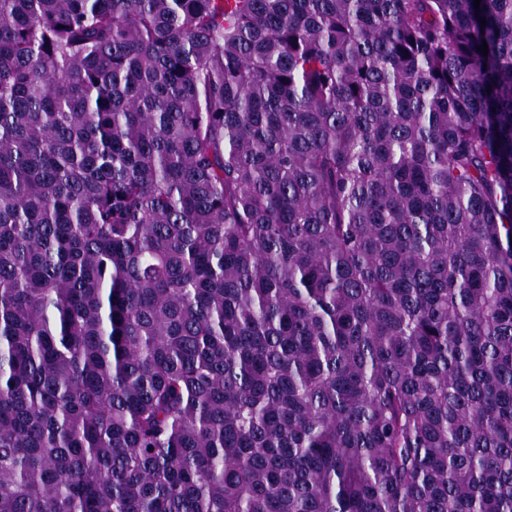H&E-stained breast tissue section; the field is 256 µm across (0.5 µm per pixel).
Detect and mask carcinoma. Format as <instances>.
Instances as JSON below:
<instances>
[{
  "instance_id": "obj_1",
  "label": "carcinoma",
  "mask_w": 512,
  "mask_h": 512,
  "mask_svg": "<svg viewBox=\"0 0 512 512\" xmlns=\"http://www.w3.org/2000/svg\"><path fill=\"white\" fill-rule=\"evenodd\" d=\"M0 512H512V0H0Z\"/></svg>"
}]
</instances>
